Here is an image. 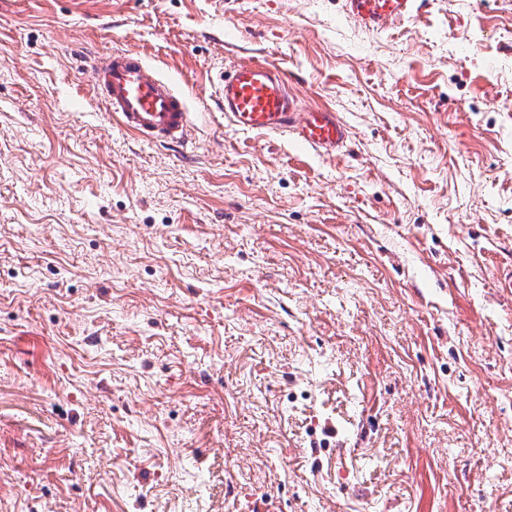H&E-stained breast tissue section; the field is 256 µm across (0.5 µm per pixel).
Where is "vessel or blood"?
<instances>
[{"instance_id": "1", "label": "vessel or blood", "mask_w": 512, "mask_h": 512, "mask_svg": "<svg viewBox=\"0 0 512 512\" xmlns=\"http://www.w3.org/2000/svg\"><path fill=\"white\" fill-rule=\"evenodd\" d=\"M416 9V0H342L344 15L367 31L410 18ZM88 67L97 99L122 130L154 143L186 146L193 134L189 102L143 55L115 49L89 56ZM214 96L228 126L283 134L324 158L341 155L351 139L337 113L300 109L287 71L265 59L219 72Z\"/></svg>"}]
</instances>
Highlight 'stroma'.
I'll use <instances>...</instances> for the list:
<instances>
[{
  "label": "stroma",
  "mask_w": 512,
  "mask_h": 512,
  "mask_svg": "<svg viewBox=\"0 0 512 512\" xmlns=\"http://www.w3.org/2000/svg\"><path fill=\"white\" fill-rule=\"evenodd\" d=\"M142 53L188 150L96 105ZM255 59L334 159L224 125ZM512 0H0V512H512ZM417 0H342L344 15L360 28L378 31L410 18Z\"/></svg>",
  "instance_id": "stroma-1"
}]
</instances>
